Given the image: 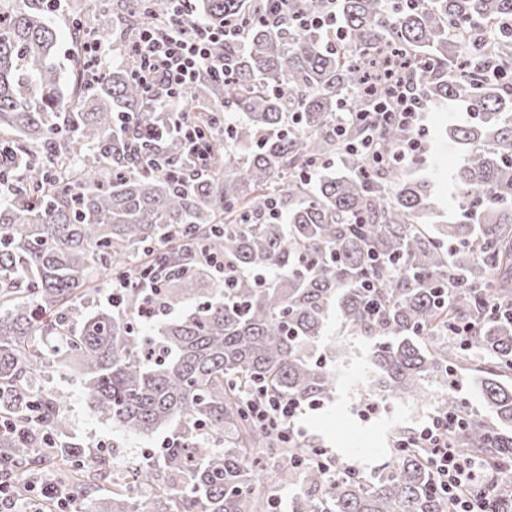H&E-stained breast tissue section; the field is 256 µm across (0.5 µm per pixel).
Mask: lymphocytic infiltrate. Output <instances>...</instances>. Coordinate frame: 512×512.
Segmentation results:
<instances>
[{
	"label": "lymphocytic infiltrate",
	"mask_w": 512,
	"mask_h": 512,
	"mask_svg": "<svg viewBox=\"0 0 512 512\" xmlns=\"http://www.w3.org/2000/svg\"><path fill=\"white\" fill-rule=\"evenodd\" d=\"M182 0H167L169 17L162 28L143 30L134 46L141 59L139 80L146 87L161 85L167 108H177L183 94L206 73L223 74L224 67L213 55L214 44L222 41L224 30H215L189 22L184 16ZM386 100L376 112L370 113L367 125L395 122L410 130L405 148L395 157L397 165H406L422 153L420 96L403 73L385 85ZM255 412L263 423L282 426L287 441L299 440L296 418L305 410L304 402L283 401L263 396L256 400ZM462 418L456 407L433 413L420 430L401 439L404 448L421 449L434 474V489L448 499L452 512H512V485H505L500 473L487 471L474 458L460 456L451 442V434Z\"/></svg>",
	"instance_id": "f902f5d3"
}]
</instances>
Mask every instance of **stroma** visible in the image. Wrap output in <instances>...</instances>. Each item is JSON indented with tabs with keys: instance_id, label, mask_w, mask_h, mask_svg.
Segmentation results:
<instances>
[{
	"instance_id": "1",
	"label": "stroma",
	"mask_w": 512,
	"mask_h": 512,
	"mask_svg": "<svg viewBox=\"0 0 512 512\" xmlns=\"http://www.w3.org/2000/svg\"><path fill=\"white\" fill-rule=\"evenodd\" d=\"M468 114L459 103L433 107L426 114L428 150L426 157L435 165L434 186L440 212L447 221L457 218L453 201L448 194V176L459 165L462 154L448 138V124L466 120ZM333 354L325 364L336 378L329 396L321 398L317 408L300 415L297 425L305 443L326 449L328 454L366 474L378 473L385 463L397 437L420 429L433 413L434 406L447 397L466 402L476 412H483V399L477 383L476 367L458 369L454 378L458 387L447 392L441 382H431L428 390L431 405L414 400L382 402L376 413L365 412L364 388L371 373L370 346L347 336L338 319H331L323 340ZM49 385L64 393L69 400L71 432L73 435L105 447L116 446L123 466L131 467L141 461V451L160 446L166 432L149 439L126 436L113 429L109 421L87 408L81 393L69 381L52 375Z\"/></svg>"
}]
</instances>
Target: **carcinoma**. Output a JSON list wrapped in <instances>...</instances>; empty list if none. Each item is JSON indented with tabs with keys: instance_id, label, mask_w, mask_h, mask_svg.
<instances>
[{
	"instance_id": "obj_1",
	"label": "carcinoma",
	"mask_w": 512,
	"mask_h": 512,
	"mask_svg": "<svg viewBox=\"0 0 512 512\" xmlns=\"http://www.w3.org/2000/svg\"><path fill=\"white\" fill-rule=\"evenodd\" d=\"M275 2L185 0L188 19L240 31L213 47L224 78L205 75L175 111L142 85L133 49L165 0H112L125 44L106 68L78 31L60 60L47 0H0V476L18 494L61 487L67 512H271L294 488L293 512H445L420 451L394 447L376 475L350 478L256 422L258 386L284 401L333 389L319 354L333 315L370 344L386 400L426 403L430 382L451 390L453 369L491 363L480 385L497 423L452 397L441 407L464 420L461 453L512 468L499 379L512 317L498 310L512 303V0H336L333 42L298 25L297 0ZM381 48L412 62L424 107L475 116L449 132L457 221L429 223L433 184L394 163L405 130L358 149L368 131L351 113L374 111L365 68ZM205 252L224 258V279ZM158 269L152 301L185 313L141 326L143 288L82 313L112 279ZM468 322L469 340L450 335ZM52 369L117 430H173L167 446L128 470L84 446L43 386Z\"/></svg>"
}]
</instances>
